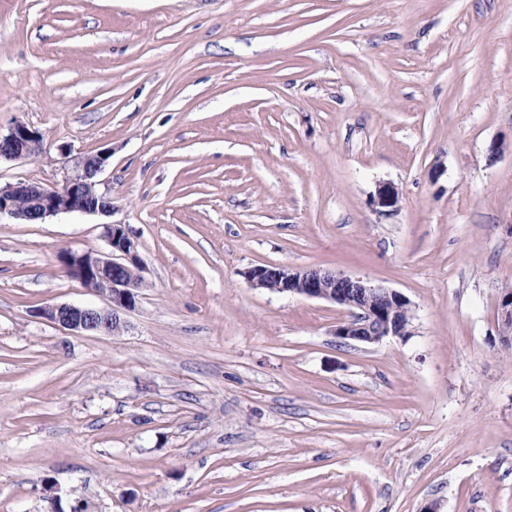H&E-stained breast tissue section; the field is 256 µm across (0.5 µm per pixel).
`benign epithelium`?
I'll return each instance as SVG.
<instances>
[{"label":"benign epithelium","mask_w":512,"mask_h":512,"mask_svg":"<svg viewBox=\"0 0 512 512\" xmlns=\"http://www.w3.org/2000/svg\"><path fill=\"white\" fill-rule=\"evenodd\" d=\"M42 144L39 131L17 123L7 134H0V160L34 158L41 153ZM61 153L66 158L61 182L0 185V214L26 222L60 213L111 215L112 197L98 191L99 176L110 153L102 150L72 156L66 148ZM374 204L388 212L396 210L398 189L391 183L379 184ZM103 227L108 252L61 250L58 259L69 277L103 298L105 305L47 304L35 311L36 317L87 336L119 335L127 329L126 314L135 308L146 285L138 242L124 224L105 223ZM244 277L257 290L322 299L348 309L349 318L335 329L342 340L377 344L389 336L409 333L413 319L410 301L366 279L324 268L290 269L276 264L250 268ZM498 320L503 328L512 323V291L498 300Z\"/></svg>","instance_id":"7a95c632"}]
</instances>
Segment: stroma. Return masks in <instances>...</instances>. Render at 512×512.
Instances as JSON below:
<instances>
[{"mask_svg":"<svg viewBox=\"0 0 512 512\" xmlns=\"http://www.w3.org/2000/svg\"><path fill=\"white\" fill-rule=\"evenodd\" d=\"M101 192L146 288L120 335L60 265L103 219L0 215V512H512V0H0V131ZM396 211L376 207L379 183ZM280 264L405 295L410 334L340 340ZM43 139L39 131L24 123H16L7 134L0 132V161L25 160L37 157L42 151Z\"/></svg>","mask_w":512,"mask_h":512,"instance_id":"obj_1","label":"stroma"}]
</instances>
